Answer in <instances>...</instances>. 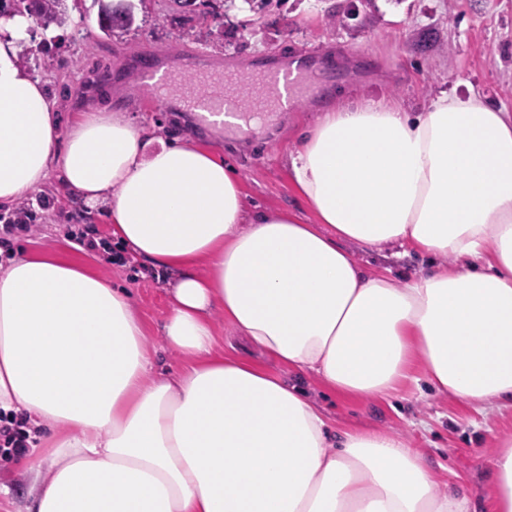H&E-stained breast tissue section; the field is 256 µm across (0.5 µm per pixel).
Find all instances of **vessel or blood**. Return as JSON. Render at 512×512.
I'll use <instances>...</instances> for the list:
<instances>
[{"label": "vessel or blood", "mask_w": 512, "mask_h": 512, "mask_svg": "<svg viewBox=\"0 0 512 512\" xmlns=\"http://www.w3.org/2000/svg\"><path fill=\"white\" fill-rule=\"evenodd\" d=\"M186 68V63L179 61L161 72L145 61L140 65L139 75L144 83L163 95L182 81ZM323 88L321 72L303 62L294 68L258 69L245 80L228 71L197 75L187 102L204 117L221 114L242 120L249 114L259 116L287 110Z\"/></svg>", "instance_id": "vessel-or-blood-1"}]
</instances>
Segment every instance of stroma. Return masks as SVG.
I'll return each mask as SVG.
<instances>
[{"label":"stroma","mask_w":512,"mask_h":512,"mask_svg":"<svg viewBox=\"0 0 512 512\" xmlns=\"http://www.w3.org/2000/svg\"><path fill=\"white\" fill-rule=\"evenodd\" d=\"M65 7L70 20L64 27L46 31L36 21L28 23L33 57L27 71L43 84L61 122H68L90 96L122 110L156 136L203 142L238 171L249 212L258 207L290 210L303 223H314L293 188L287 160L320 109L341 94L394 99L419 110L444 91L474 92L512 112V0H280L278 6L255 14L251 31L242 27V12L213 0V9L224 20L220 51L201 38L181 39L179 16L167 0L134 5V25L119 39L99 30L93 0H66ZM310 49L318 52L315 65L328 67L325 91L290 111L272 113L250 134L212 130L185 107L186 86L173 87L161 99L140 83L137 73L142 58L160 62L176 56L211 70L229 64L245 75ZM75 57L80 67H69ZM29 200L38 229L23 234L18 247L82 259L125 282L160 370L178 373L183 360L165 349L160 336L171 307L164 282L135 276L130 266L86 250L62 231L66 225L85 226L107 236V210L88 211L82 198L54 174ZM304 383L334 427L398 434L419 449L442 483L480 500L489 498L487 467L497 438L512 436L511 407L478 410L409 381L398 397L372 401L332 393L315 377ZM41 462L27 448L0 460V484L10 489L9 494L0 493V512H14L25 464Z\"/></svg>","instance_id":"1"}]
</instances>
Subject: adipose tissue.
Segmentation results:
<instances>
[{
    "mask_svg": "<svg viewBox=\"0 0 512 512\" xmlns=\"http://www.w3.org/2000/svg\"><path fill=\"white\" fill-rule=\"evenodd\" d=\"M0 37V206L59 169L114 243L173 273L161 332L185 360L153 373L129 288L52 253L0 270V417L48 428L26 512H512V438L487 504L447 490L382 430L334 433L296 383L215 349L213 315L332 392L392 397L420 368L434 391L512 406V113L441 94L328 106L290 155L316 218L246 213L210 149L153 138L92 107L61 131L46 92ZM355 243L430 257L397 279Z\"/></svg>",
    "mask_w": 512,
    "mask_h": 512,
    "instance_id": "adipose-tissue-1",
    "label": "adipose tissue"
}]
</instances>
